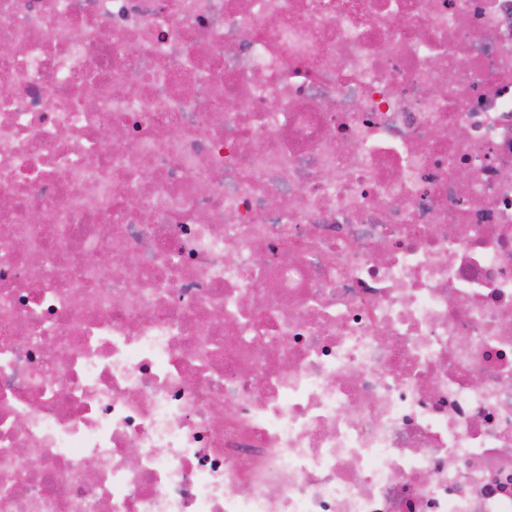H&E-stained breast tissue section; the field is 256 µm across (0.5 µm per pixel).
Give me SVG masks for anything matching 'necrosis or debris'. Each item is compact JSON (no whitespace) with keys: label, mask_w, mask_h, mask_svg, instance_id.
<instances>
[{"label":"necrosis or debris","mask_w":512,"mask_h":512,"mask_svg":"<svg viewBox=\"0 0 512 512\" xmlns=\"http://www.w3.org/2000/svg\"><path fill=\"white\" fill-rule=\"evenodd\" d=\"M3 44L0 512H512V0Z\"/></svg>","instance_id":"obj_1"}]
</instances>
